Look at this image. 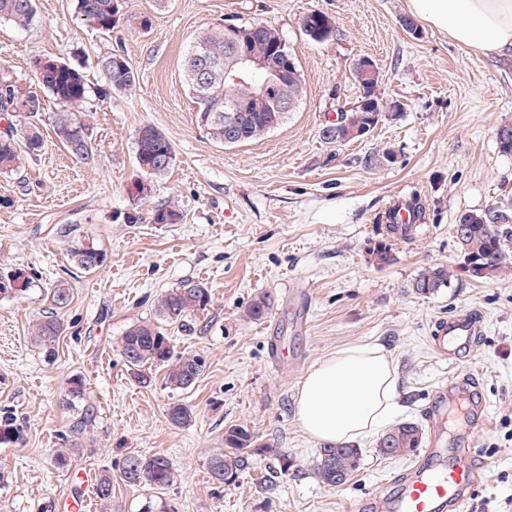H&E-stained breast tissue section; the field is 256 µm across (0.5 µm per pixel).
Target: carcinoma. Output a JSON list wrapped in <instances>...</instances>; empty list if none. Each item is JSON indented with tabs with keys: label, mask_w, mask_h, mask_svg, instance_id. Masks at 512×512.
Instances as JSON below:
<instances>
[{
	"label": "carcinoma",
	"mask_w": 512,
	"mask_h": 512,
	"mask_svg": "<svg viewBox=\"0 0 512 512\" xmlns=\"http://www.w3.org/2000/svg\"><path fill=\"white\" fill-rule=\"evenodd\" d=\"M118 0H78L77 8L82 21L102 32L112 30V20L118 12ZM327 14L311 10L301 20L303 35L315 42L326 41L336 36V30L325 24ZM0 21H8L20 28H31L38 24L39 17L35 0H0ZM241 26L224 21V26L214 31L196 34L189 45L184 64V83L188 93L197 104V122L211 139L224 143V101L234 99L242 103L244 111L238 113L236 143L242 144L258 139L282 125L288 117L286 112L274 108L284 100L300 103L304 97V79L300 64L288 49L279 31L271 26L262 36L251 42L238 37ZM239 46L261 50L270 55L275 66L285 70L288 77L272 86L266 98L256 100L251 90L241 84L224 80V53ZM100 70L106 79L107 88L121 91L135 82V75L126 59L115 52L99 58ZM352 79L361 88L358 102L352 108L337 114L336 120L324 125L322 138L329 143L346 144L356 140L353 133L364 128L374 129L382 121L384 105L377 92L379 79H363L360 71L350 70ZM39 90H23L10 80H0V115L12 117L21 113L26 101L34 102V110L26 113L29 118L40 116L46 110V99L51 98L69 107L56 112L52 127L57 140L72 154L85 161L92 159V147L85 136L89 135L86 116L76 111L85 102L88 84L83 72L69 62L58 59V64L49 65L37 75ZM497 144L500 152L512 155V123H503L497 128ZM43 137L39 128L31 123L25 127H10L0 131V174H11L24 167L26 160L40 151ZM135 158L139 170L149 176L165 173L173 164L175 154L169 139L155 127L136 139ZM393 212L387 216V237L377 241L370 249L375 264L382 268L392 262L394 237L408 235L409 226L392 221ZM152 220L156 224H176L181 213L173 207L156 210ZM461 232L455 234L456 243L463 257L465 269L476 278H487L498 274L506 267L503 252L504 242L512 238V210L493 205L479 211H466L456 220ZM96 252L98 265H103L105 255L94 243L77 239L69 246V260L73 269L92 272L89 266L90 252ZM456 276L451 267L438 265L423 270L412 282L411 288L417 294L433 295L448 286ZM29 276L16 274L0 276V295H14L30 287ZM55 311L36 319L31 325V335L44 349L51 352L64 332V324L58 310L71 301L69 283L59 281L51 292ZM210 301L208 291L200 284L182 283L167 290L157 302L159 322L135 323L128 327L120 340L122 357L134 366L132 377L140 384L152 382L153 370H164L165 383L173 390H187L195 385L205 362L198 354L174 350L172 337L166 327H183L196 311L206 308ZM271 309V299L266 294L254 297L246 309V315L255 321L265 319ZM194 417L193 409L183 403H172L167 409L170 424L180 427L189 424ZM23 439V428L17 416L10 410L0 411V443H17ZM385 447L393 456H408L423 444V430L415 422H403L388 430L382 438ZM270 455L275 475H286L291 468L288 453L267 444L257 445L247 430L231 427L224 434V447L214 452L209 460V474L217 485L229 484L238 474L250 468L255 455ZM361 453L357 448L346 445L325 446L320 449L314 464L319 480L329 486L344 484L358 470ZM123 479L135 486L165 488L176 479L173 463L164 455H143L128 453L122 460Z\"/></svg>",
	"instance_id": "carcinoma-1"
}]
</instances>
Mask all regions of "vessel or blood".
<instances>
[{
  "label": "vessel or blood",
  "mask_w": 512,
  "mask_h": 512,
  "mask_svg": "<svg viewBox=\"0 0 512 512\" xmlns=\"http://www.w3.org/2000/svg\"><path fill=\"white\" fill-rule=\"evenodd\" d=\"M481 333L476 314L459 312L434 323L429 343L436 352L455 358L462 345ZM472 385V379L466 378L438 386L427 412L429 420L438 422L449 397L469 391ZM469 453V448H448L432 440L412 467L395 474L368 499L356 503L355 512H463L481 478L478 468L465 461ZM78 478L80 485L63 498L61 512H89L88 491L93 476L85 471Z\"/></svg>",
  "instance_id": "vessel-or-blood-1"
}]
</instances>
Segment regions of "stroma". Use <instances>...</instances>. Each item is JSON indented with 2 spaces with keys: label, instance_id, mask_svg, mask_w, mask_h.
Here are the masks:
<instances>
[{
  "label": "stroma",
  "instance_id": "obj_1",
  "mask_svg": "<svg viewBox=\"0 0 512 512\" xmlns=\"http://www.w3.org/2000/svg\"><path fill=\"white\" fill-rule=\"evenodd\" d=\"M40 22L20 29L0 22V78L37 86V59L62 57L82 66L89 93L81 110L90 126L92 161L75 158L51 127L56 101L39 123L43 147L20 171L0 174V273L21 269L31 284L0 296V409L24 428L18 443L0 444V512H60V500L84 468L112 474V500L92 512H350L361 498L412 465L387 458L380 434L359 442V469L340 486L311 470L320 445L300 427L298 386L309 367L337 348L380 346L390 357L399 409L394 423L424 422L435 388L473 378L485 422L469 436L483 478L465 512H512V241L509 269L490 278L460 271L454 224L465 211L512 203V155L500 152L496 129L512 122V58L484 56L429 25L403 30L408 0H127L130 14L152 19L148 33L126 23L104 34L76 14L77 0H36ZM321 10L335 19L334 39L315 42L302 17ZM276 28L296 55L306 93L296 112L264 137L224 146L196 122L182 64L190 39L225 19ZM124 55L133 86L105 93L98 59ZM370 56L388 112L365 138L345 145L322 140L324 124L360 96L350 76L355 59ZM170 140L175 160L136 190V134L144 125ZM392 153L393 162L382 153ZM420 196L426 220L393 242V261L377 267L369 254L386 235L381 218L396 198ZM176 207L182 219L156 224L155 210ZM138 222H128V214ZM93 239L102 267L72 272L73 237ZM458 274L437 294L411 284L426 268ZM67 280L72 300L55 354L37 346L32 322L50 306L54 283ZM190 280L211 300L185 327L171 329L179 352L201 354L205 368L185 391L165 387L162 371L150 386L129 375L119 341L135 322L155 319L158 297ZM303 292L308 324L292 327L294 292ZM261 292L273 309L261 321L245 309ZM468 310L484 331L460 360L435 352L433 324ZM284 354L272 361L270 337ZM82 379L93 418L78 440L79 417L65 393ZM192 407L183 427L170 425L169 404ZM285 449L292 463L274 489L264 481L272 460L224 486L212 483L207 462L228 428ZM69 448L66 467L56 449ZM163 454L178 471L164 489L132 486L121 475L127 453Z\"/></svg>",
  "mask_w": 512,
  "mask_h": 512
}]
</instances>
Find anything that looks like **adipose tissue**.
I'll list each match as a JSON object with an SVG mask.
<instances>
[{
	"instance_id": "adipose-tissue-1",
	"label": "adipose tissue",
	"mask_w": 512,
	"mask_h": 512,
	"mask_svg": "<svg viewBox=\"0 0 512 512\" xmlns=\"http://www.w3.org/2000/svg\"><path fill=\"white\" fill-rule=\"evenodd\" d=\"M408 9L460 45L512 54V0H408ZM396 397L384 350L352 344L309 368L298 387L296 414L317 442L349 444L381 429L397 409Z\"/></svg>"
}]
</instances>
